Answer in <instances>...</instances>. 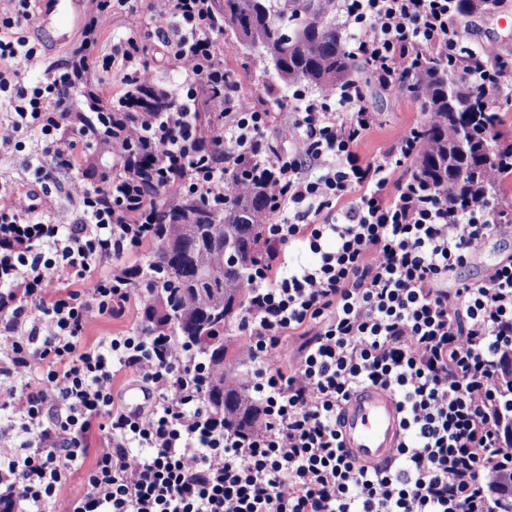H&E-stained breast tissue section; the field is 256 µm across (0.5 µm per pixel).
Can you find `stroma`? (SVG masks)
Segmentation results:
<instances>
[{
  "label": "stroma",
  "mask_w": 512,
  "mask_h": 512,
  "mask_svg": "<svg viewBox=\"0 0 512 512\" xmlns=\"http://www.w3.org/2000/svg\"><path fill=\"white\" fill-rule=\"evenodd\" d=\"M153 2L134 0L132 7H115L112 27L99 36L93 48L94 56L101 58L111 54L113 45L126 34L128 27L137 25L141 17L149 14ZM19 31L28 37L30 43L36 44L43 59L39 69H22V85L39 82L51 68L67 60L70 44L55 46L52 32L39 31L36 23L28 20L22 22ZM461 31L464 43H494L502 61L512 64V0H505L504 7L497 10L462 21ZM223 39L224 67L233 74L240 94L273 114L264 133L263 145L283 143L288 136V107L292 102L293 86L266 70L255 54L235 46L231 33H224ZM362 92L365 105L375 117L373 127L357 146L362 160H369L390 146L400 131L419 126L426 120L425 113L421 112L417 101L405 87L385 89L367 81L362 85ZM75 152L80 159L79 164L70 170L53 172L44 183L53 197V221L57 224L73 223L75 213L67 188L72 180L81 176L84 169L82 157L95 155L96 146L92 140L83 138L78 141ZM509 254H512V229L489 239L470 264L449 276L448 283L453 286L461 281L474 280L487 267Z\"/></svg>",
  "instance_id": "1"
}]
</instances>
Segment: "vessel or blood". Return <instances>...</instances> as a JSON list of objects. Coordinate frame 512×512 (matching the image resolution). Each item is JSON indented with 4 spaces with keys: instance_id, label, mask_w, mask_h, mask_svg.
Wrapping results in <instances>:
<instances>
[{
    "instance_id": "b4317fda",
    "label": "vessel or blood",
    "mask_w": 512,
    "mask_h": 512,
    "mask_svg": "<svg viewBox=\"0 0 512 512\" xmlns=\"http://www.w3.org/2000/svg\"><path fill=\"white\" fill-rule=\"evenodd\" d=\"M61 0H36L38 28L52 27L58 42H65L76 27L77 8L60 12ZM338 430L344 448L353 459L374 467L386 465L393 456L402 432L401 413L394 395L378 388L353 393L343 404Z\"/></svg>"
}]
</instances>
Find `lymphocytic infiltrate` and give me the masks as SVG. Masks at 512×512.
<instances>
[{
    "mask_svg": "<svg viewBox=\"0 0 512 512\" xmlns=\"http://www.w3.org/2000/svg\"><path fill=\"white\" fill-rule=\"evenodd\" d=\"M456 0H345L349 54L385 87L417 75L419 60L451 64L461 31ZM100 6L65 66L22 86L16 62L38 60L28 40H4L17 20L0 13V93L12 108L0 148L24 136L68 170L79 139L112 164L89 165L67 189L75 222L53 223L49 193L20 195L0 180V410L24 433L0 428V512H48L84 469L69 512H503L512 504V256L454 288L451 273L512 223L497 187L512 155L460 199L401 175L419 150L415 131L361 160L373 120L358 82L337 108L295 90L286 143L258 149L271 121L224 68L211 0H161L150 25L181 78L154 113L134 100L156 75L139 28L110 56L87 49L111 27ZM461 75L486 105L512 93V68L486 42ZM119 76L112 108L93 111L95 67ZM208 99L211 130L197 106ZM263 182L273 208L264 250L247 271L241 326L256 369L246 385L250 424L233 426L204 398L206 358L161 328H129L97 344L87 331L130 302L158 305L147 269L126 262L150 243L157 197H203L223 207L239 175ZM302 243L307 263L288 258ZM299 336L296 353L287 340ZM136 377L145 407L116 404L112 384ZM394 393L404 434L392 462L351 461L337 429L356 389ZM101 437L85 466L84 439Z\"/></svg>",
    "mask_w": 512,
    "mask_h": 512,
    "instance_id": "obj_1",
    "label": "lymphocytic infiltrate"
}]
</instances>
